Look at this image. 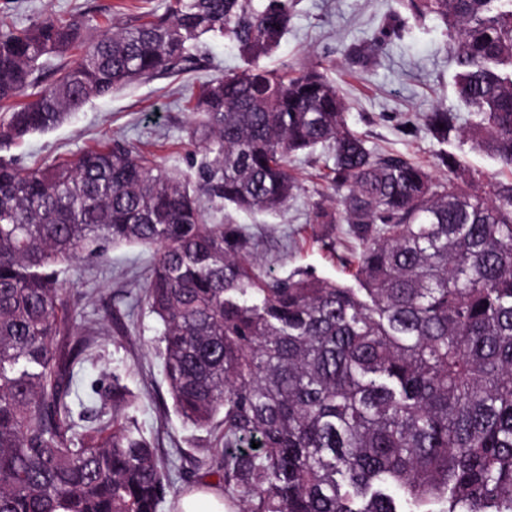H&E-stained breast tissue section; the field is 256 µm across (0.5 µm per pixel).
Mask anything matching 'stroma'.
<instances>
[{"label":"stroma","instance_id":"obj_1","mask_svg":"<svg viewBox=\"0 0 512 512\" xmlns=\"http://www.w3.org/2000/svg\"><path fill=\"white\" fill-rule=\"evenodd\" d=\"M165 0H0V26L28 27L47 18L89 21L84 41H92L141 12H163ZM268 65H320L348 103L349 127L370 148L426 166L437 180L447 173L436 160L442 146L426 130L422 116L445 109L467 123L453 75L455 64L444 28L434 19L415 18L402 0H297L287 35ZM227 41L207 40L185 71L139 81L87 103L61 126L27 136L4 154L23 170L72 159L102 142L124 139L172 173L193 171L201 153L191 144L188 99L200 86L242 67ZM328 154L298 155L291 167L301 189L278 214L224 209L204 202L210 224H236L251 238V254L272 278L297 271L353 285L341 262L359 246L345 225L326 230L314 223L316 204H331L325 178ZM155 251L140 246L111 247L96 259L67 268L61 278L78 330L94 328L95 342L73 366L74 413H99V392L120 373L138 398L135 419L165 460L174 490L185 492L201 464L212 458L221 427L187 425L174 412L160 359L152 346L161 326L135 298L146 283Z\"/></svg>","mask_w":512,"mask_h":512}]
</instances>
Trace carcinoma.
I'll return each mask as SVG.
<instances>
[{
    "mask_svg": "<svg viewBox=\"0 0 512 512\" xmlns=\"http://www.w3.org/2000/svg\"><path fill=\"white\" fill-rule=\"evenodd\" d=\"M295 0H169L89 43L45 84L84 23L0 30V148L94 98L177 74L205 36L247 61L194 97L205 160L174 176L120 142L24 172L0 156V512H159L170 481L112 373L107 422L75 429L74 335L62 269L109 246L157 248L140 302L161 324L176 413L224 425L219 491L241 512H512V180L439 157L448 179L378 154L316 65L269 68ZM445 28L458 97L425 126L512 174V0H405ZM330 150L336 206L359 242L343 286L270 280L234 224L197 194L276 214L299 191L289 159ZM244 441L259 443L242 448Z\"/></svg>",
    "mask_w": 512,
    "mask_h": 512,
    "instance_id": "cac0c4a2",
    "label": "carcinoma"
}]
</instances>
